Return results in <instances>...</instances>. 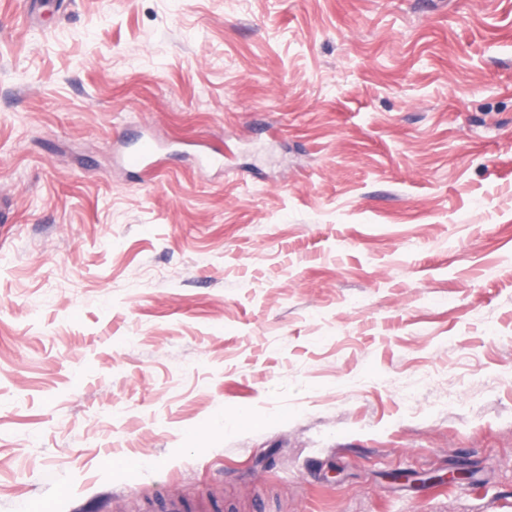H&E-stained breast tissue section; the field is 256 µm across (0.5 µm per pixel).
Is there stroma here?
I'll return each instance as SVG.
<instances>
[{
  "label": "stroma",
  "instance_id": "stroma-1",
  "mask_svg": "<svg viewBox=\"0 0 512 512\" xmlns=\"http://www.w3.org/2000/svg\"><path fill=\"white\" fill-rule=\"evenodd\" d=\"M0 203V512H512V0H0ZM157 149L155 141L151 139L141 141L138 147L126 157L127 167L143 172H153L158 166Z\"/></svg>",
  "mask_w": 512,
  "mask_h": 512
}]
</instances>
